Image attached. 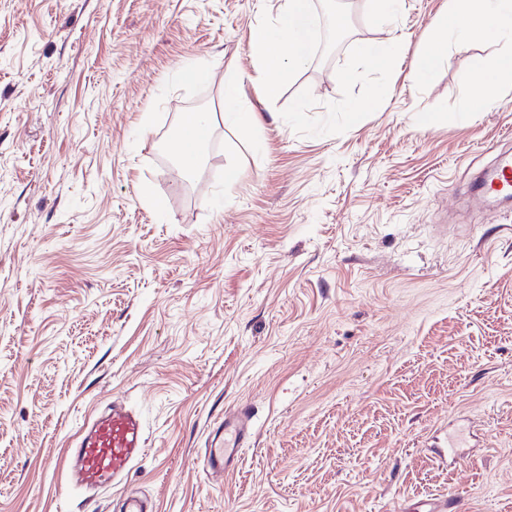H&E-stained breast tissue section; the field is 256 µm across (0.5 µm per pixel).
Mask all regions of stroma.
<instances>
[{
	"label": "stroma",
	"mask_w": 512,
	"mask_h": 512,
	"mask_svg": "<svg viewBox=\"0 0 512 512\" xmlns=\"http://www.w3.org/2000/svg\"><path fill=\"white\" fill-rule=\"evenodd\" d=\"M278 6L0 0V512H115L128 490L155 512H512V204L471 194L512 154V101L459 118L505 50L448 34L414 82L448 0H395L387 24L340 0V42L314 33L268 100L250 42ZM192 64L209 77L182 84ZM231 71L262 126L214 122L186 170L166 137L219 111ZM115 400L146 455L62 491ZM240 403L254 439L212 481L205 444ZM455 508L451 499L443 496H432L430 498L408 504L399 502L394 508L397 512H450Z\"/></svg>",
	"instance_id": "35a3bbf8"
}]
</instances>
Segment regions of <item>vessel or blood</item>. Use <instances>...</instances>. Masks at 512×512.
Instances as JSON below:
<instances>
[{
	"label": "vessel or blood",
	"mask_w": 512,
	"mask_h": 512,
	"mask_svg": "<svg viewBox=\"0 0 512 512\" xmlns=\"http://www.w3.org/2000/svg\"><path fill=\"white\" fill-rule=\"evenodd\" d=\"M253 434L254 411L250 405L240 404L225 411L224 421L204 453L207 475L220 478L233 472ZM145 452L146 429L141 414L126 403H113L83 422L78 440L68 451L66 484L86 492L118 484ZM453 508L451 499L435 495L412 504L397 503L396 512H452Z\"/></svg>",
	"instance_id": "b4317fda"
}]
</instances>
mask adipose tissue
Here are the masks:
<instances>
[{
    "instance_id": "ef3b65f1",
    "label": "adipose tissue",
    "mask_w": 512,
    "mask_h": 512,
    "mask_svg": "<svg viewBox=\"0 0 512 512\" xmlns=\"http://www.w3.org/2000/svg\"><path fill=\"white\" fill-rule=\"evenodd\" d=\"M279 11L285 24L274 32L260 27L252 34V54L263 74L267 98H275L281 83L310 61L312 19L306 0H282ZM470 39L494 37L512 40V0H448V13L431 30L426 53L411 72L421 79L426 68L441 56L448 33ZM512 85V59L492 74L477 78L476 88L467 99L465 112H478L485 104L500 99L506 85Z\"/></svg>"
}]
</instances>
